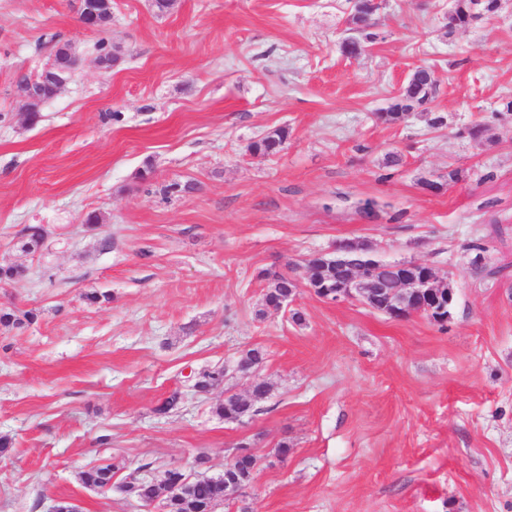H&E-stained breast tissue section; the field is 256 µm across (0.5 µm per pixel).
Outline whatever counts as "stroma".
Instances as JSON below:
<instances>
[{
	"instance_id": "obj_1",
	"label": "stroma",
	"mask_w": 512,
	"mask_h": 512,
	"mask_svg": "<svg viewBox=\"0 0 512 512\" xmlns=\"http://www.w3.org/2000/svg\"><path fill=\"white\" fill-rule=\"evenodd\" d=\"M450 4L384 0L351 57L348 0H112L103 32L77 0H0V264L24 271L0 283L19 320L0 327V512H164L123 492L140 466L215 476L243 443L253 480L215 512H512V0L454 30ZM51 34L79 65L32 124L14 83L50 63ZM419 65L437 77L427 110L380 120ZM278 128L282 151L250 152ZM344 240L431 267L450 318L304 285L302 322L265 306L263 271L299 275ZM251 348L269 392L224 420L248 378L200 398L189 376ZM175 390L178 410L155 414ZM102 464L106 493L80 480ZM252 403L248 400L230 397L216 407V414L224 420H239L252 410Z\"/></svg>"
}]
</instances>
